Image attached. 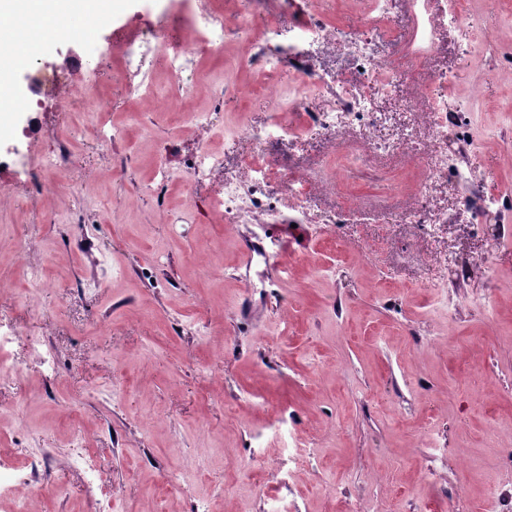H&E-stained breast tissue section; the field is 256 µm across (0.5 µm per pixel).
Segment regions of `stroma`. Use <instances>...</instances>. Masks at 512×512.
Returning a JSON list of instances; mask_svg holds the SVG:
<instances>
[{"label":"stroma","instance_id":"obj_1","mask_svg":"<svg viewBox=\"0 0 512 512\" xmlns=\"http://www.w3.org/2000/svg\"><path fill=\"white\" fill-rule=\"evenodd\" d=\"M121 2L35 58L81 61L67 110L40 113L30 145L70 142L76 192L0 172V333L39 343L13 348L25 376L0 377V467L41 486L35 512H95L69 464L84 453L121 512H501L487 487L512 493V0H459L424 66L404 53L438 0H392L375 25L369 0H263L284 45L335 29V51H309L316 70L365 90L356 34L393 67L337 132L309 122L325 107L310 94L263 143L249 131L297 94L293 69L250 93V64L213 58L185 79L188 111L164 85L138 103L90 46L136 16L165 37L177 25L165 0ZM227 82L242 94L214 102ZM436 104L448 166L419 214ZM97 106L123 130L105 149L85 116ZM406 133L412 148L367 154ZM199 148L224 170L188 191ZM256 155L307 176L306 194L271 190L263 224L211 216ZM160 158L165 187L150 183Z\"/></svg>","mask_w":512,"mask_h":512}]
</instances>
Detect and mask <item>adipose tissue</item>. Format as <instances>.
I'll use <instances>...</instances> for the list:
<instances>
[{
	"label": "adipose tissue",
	"mask_w": 512,
	"mask_h": 512,
	"mask_svg": "<svg viewBox=\"0 0 512 512\" xmlns=\"http://www.w3.org/2000/svg\"><path fill=\"white\" fill-rule=\"evenodd\" d=\"M101 6L102 0H0V29L10 32L9 40L0 41V110L10 112L17 105L11 78L33 62L24 47L40 42L42 25L60 32Z\"/></svg>",
	"instance_id": "adipose-tissue-1"
}]
</instances>
